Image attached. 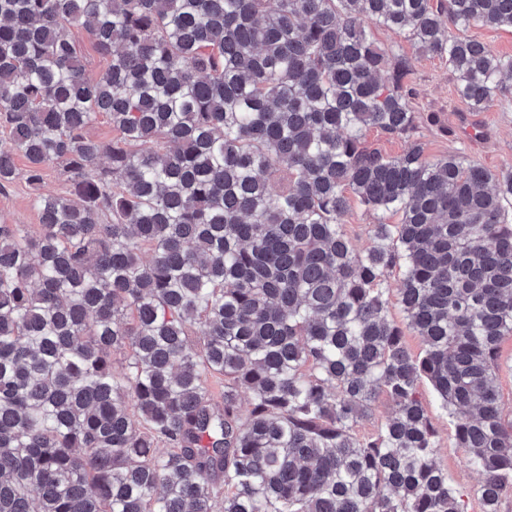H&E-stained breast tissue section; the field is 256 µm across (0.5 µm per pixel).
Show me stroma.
I'll use <instances>...</instances> for the list:
<instances>
[{
    "mask_svg": "<svg viewBox=\"0 0 512 512\" xmlns=\"http://www.w3.org/2000/svg\"><path fill=\"white\" fill-rule=\"evenodd\" d=\"M372 37L379 47L397 48L409 64L410 107L416 116V137L427 154H458L485 168L499 172L512 168V98L493 102L481 114L476 133L464 131L459 118L468 105L455 92V82L446 60L420 56L404 34L376 28ZM35 191L25 179H17L0 192V221L37 226L39 217L32 206ZM417 395L438 431L435 460L448 470V481L458 491L474 496L478 474L467 464L466 452L455 444L454 424L429 381H422Z\"/></svg>",
    "mask_w": 512,
    "mask_h": 512,
    "instance_id": "obj_1",
    "label": "stroma"
}]
</instances>
